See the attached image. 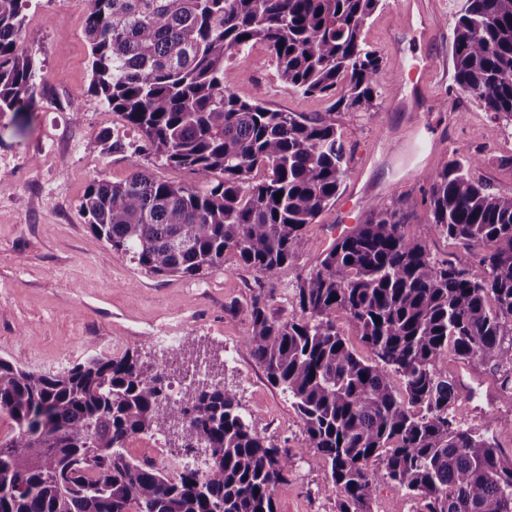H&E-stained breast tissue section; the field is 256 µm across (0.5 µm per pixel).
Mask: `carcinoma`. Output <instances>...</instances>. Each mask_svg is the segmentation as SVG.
<instances>
[{"label":"carcinoma","mask_w":512,"mask_h":512,"mask_svg":"<svg viewBox=\"0 0 512 512\" xmlns=\"http://www.w3.org/2000/svg\"><path fill=\"white\" fill-rule=\"evenodd\" d=\"M30 0H0V114L30 112L47 83L21 32ZM382 0H90V91L140 136L133 154L187 169L197 184L95 178L80 209L117 254L157 275L203 276L224 255L266 279L297 261L306 228L336 202L347 152L336 112H373L384 58L363 31ZM458 91L512 135V0H459ZM262 43L280 82L334 99L323 112L271 110L231 90L226 63ZM453 158L423 174L430 223L472 253L465 268L408 236L407 202L374 209L288 289L275 315L258 288L245 347L300 417L310 464L336 512H372L389 481L415 512H512V455L490 417L455 411L448 357L476 362L512 405V198ZM281 199H276V194ZM346 316L371 358L336 326ZM167 360L135 350L57 373L0 359V512H277L295 455L267 442L234 389L205 382L169 395ZM174 433L205 466L171 474L127 451Z\"/></svg>","instance_id":"cac0c4a2"}]
</instances>
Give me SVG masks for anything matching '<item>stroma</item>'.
<instances>
[{
    "instance_id": "1",
    "label": "stroma",
    "mask_w": 512,
    "mask_h": 512,
    "mask_svg": "<svg viewBox=\"0 0 512 512\" xmlns=\"http://www.w3.org/2000/svg\"><path fill=\"white\" fill-rule=\"evenodd\" d=\"M401 0H384L364 31L381 51L384 68L398 64L386 39L400 15ZM435 33L414 55L429 54L441 65L433 80V105L423 115L432 150L413 160L396 156L389 140L406 118L389 104L390 85L379 87L372 112L340 111L336 127L352 155L342 194L357 183L367 190L350 201L348 219L337 208L308 225L307 250L284 269L277 287L296 282L315 267L321 253L342 232L363 223L370 204L385 208L408 200L407 233L438 259L466 261L439 229L429 223L422 202L427 188L421 174L445 165L452 155L471 161V174L492 191L512 198V137L497 133L490 116L457 91L453 82L450 31L454 0H433ZM87 0H31L22 30L52 88L38 99L24 136H13L11 114L0 115V358L38 372H55L75 362L114 356L127 349L154 355V336L170 333L204 347L224 364L242 414L269 443L292 448L296 464L275 491L277 512H335L322 494V470L309 463L300 419L286 393L272 386L263 368L243 346L248 330L245 308L261 277L226 256L223 268L200 277L156 275L130 257L116 254L91 230L79 210L89 182L124 180L133 166L154 178L195 184L185 169L147 157L108 153L102 141L123 133L120 116L89 90L90 58L84 34ZM234 91L273 110L316 113L327 99L282 86L275 62L258 44L228 62ZM79 99L80 118L67 107ZM237 303L230 315L224 307Z\"/></svg>"
}]
</instances>
